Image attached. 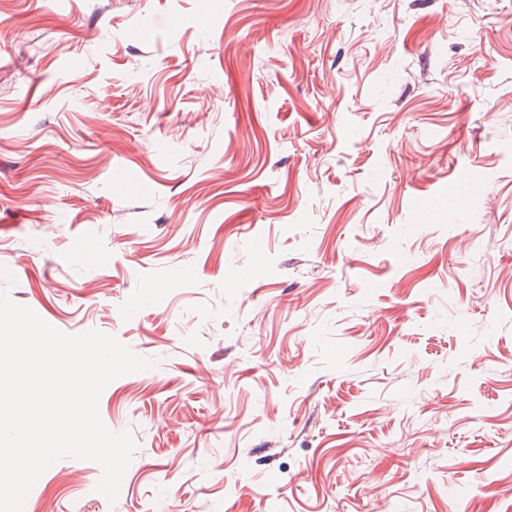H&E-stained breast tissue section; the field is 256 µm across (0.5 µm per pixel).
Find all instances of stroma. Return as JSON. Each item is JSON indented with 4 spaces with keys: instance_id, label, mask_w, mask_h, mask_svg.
<instances>
[{
    "instance_id": "1",
    "label": "stroma",
    "mask_w": 512,
    "mask_h": 512,
    "mask_svg": "<svg viewBox=\"0 0 512 512\" xmlns=\"http://www.w3.org/2000/svg\"><path fill=\"white\" fill-rule=\"evenodd\" d=\"M0 290L156 362L24 512H512V0H0Z\"/></svg>"
}]
</instances>
